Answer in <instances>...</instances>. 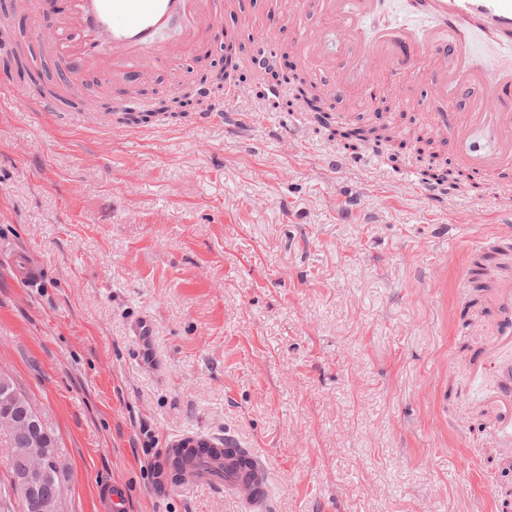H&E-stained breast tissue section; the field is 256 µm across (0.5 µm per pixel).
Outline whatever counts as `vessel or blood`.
Wrapping results in <instances>:
<instances>
[{"mask_svg":"<svg viewBox=\"0 0 512 512\" xmlns=\"http://www.w3.org/2000/svg\"><path fill=\"white\" fill-rule=\"evenodd\" d=\"M440 10L456 16L483 18L501 33L512 37V0H436ZM379 0H275L267 12L264 31L282 26L286 16L300 17L314 11L325 17L332 34H345L344 43H328L327 36L303 33L302 53L324 58L338 74L337 92L362 83L366 71L388 77L421 65L429 74L437 99H465L467 110L461 120L449 122L438 112L434 121L457 145L459 165L492 173L512 171V69L493 73L475 70L471 43L457 25L417 30L392 25L366 32L363 21L375 13ZM230 0H70L69 12L56 22L58 35L49 46L61 76L69 83L90 79L112 83L116 107L127 101V90L157 69L176 65L186 54L209 44L216 24ZM169 29L173 39L163 40L160 30ZM330 33V34H331ZM36 112L61 123L89 122L106 126L107 116L94 107L69 111L39 89L23 98ZM201 123L223 122L226 129L238 128L242 115L228 111L216 101L196 115ZM484 131L493 147L486 154L474 153L468 145L471 129ZM17 279L26 285L40 281L41 271L31 260L16 255L11 259ZM495 309L506 315L496 325L501 342L512 345V280L502 281L494 300ZM186 445L207 442L211 450L206 466L184 470V485L210 482L225 474V492L233 494L244 512H268L270 508L267 465L252 448L238 449L241 464L227 452L234 442L217 437L187 435Z\"/></svg>","mask_w":512,"mask_h":512,"instance_id":"vessel-or-blood-1","label":"vessel or blood"}]
</instances>
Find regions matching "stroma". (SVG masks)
I'll use <instances>...</instances> for the list:
<instances>
[{"label": "stroma", "instance_id": "stroma-1", "mask_svg": "<svg viewBox=\"0 0 512 512\" xmlns=\"http://www.w3.org/2000/svg\"><path fill=\"white\" fill-rule=\"evenodd\" d=\"M225 13L208 54L157 71L221 68L222 43L254 49ZM422 0H382L366 30L441 24ZM475 66H512V43L464 19ZM228 108L251 128L65 125L0 91V372L26 393L69 462L63 512H104L122 483L127 512H240L223 488L151 491L160 448L193 430L230 437L269 465L271 512H512V457L474 409L499 372L469 365L495 328L507 270L472 290V259L512 214L479 173L448 200L419 190L415 148H350L293 95ZM355 166L330 169L334 152ZM32 253L41 287L6 255ZM154 324L149 356L129 331Z\"/></svg>", "mask_w": 512, "mask_h": 512}]
</instances>
